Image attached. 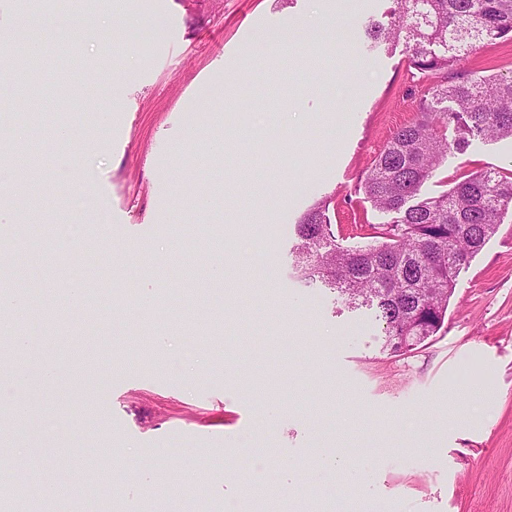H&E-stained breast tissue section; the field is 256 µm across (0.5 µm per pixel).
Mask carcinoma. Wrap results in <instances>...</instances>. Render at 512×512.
<instances>
[{
    "label": "carcinoma",
    "instance_id": "1",
    "mask_svg": "<svg viewBox=\"0 0 512 512\" xmlns=\"http://www.w3.org/2000/svg\"><path fill=\"white\" fill-rule=\"evenodd\" d=\"M388 21H371L368 38L404 42L408 66L435 78L421 118L401 127L361 182L365 199L384 221L370 225V241L345 246L336 239L329 203L301 216L294 246L296 270L306 285L337 291L365 304L383 324L385 348L412 350L444 325L457 273L496 234L512 211V175L482 170L451 189L419 197L448 152L472 141L512 138V76L458 74V52L481 40L512 39V0H394ZM42 157L26 155L21 183L32 186ZM79 491L68 480L54 497L36 499L32 512H55L58 500Z\"/></svg>",
    "mask_w": 512,
    "mask_h": 512
}]
</instances>
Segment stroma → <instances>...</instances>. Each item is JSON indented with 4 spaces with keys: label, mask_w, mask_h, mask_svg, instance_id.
Masks as SVG:
<instances>
[{
    "label": "stroma",
    "mask_w": 512,
    "mask_h": 512,
    "mask_svg": "<svg viewBox=\"0 0 512 512\" xmlns=\"http://www.w3.org/2000/svg\"><path fill=\"white\" fill-rule=\"evenodd\" d=\"M93 2L127 17L122 39L89 49L44 31L36 80L0 88L15 115L6 139L42 155L55 189L79 162L58 221L84 227L77 247L57 241L43 203L0 231L30 302L0 321L1 333L27 334L0 405L22 407L33 427L0 443V486L43 489L72 461L96 488L93 512H223L260 499L285 512H512V215L460 269L440 332L401 355L383 351L368 307L305 287L293 268L296 224L318 201L344 244L364 243L381 217L361 182L431 94L404 44L365 48L364 23L393 0ZM302 19L313 51L256 40ZM344 21L354 35L342 48L333 29ZM66 55L79 70L30 104ZM456 69L512 74V40L478 44ZM116 77L124 107L100 111ZM62 125L77 139L61 142ZM486 169L512 171L511 139L449 155L421 193ZM59 249L85 302L52 289L47 257ZM141 249L156 262L140 264ZM144 293L157 297L146 317L135 308ZM56 306L70 320L50 331L42 314ZM84 341L96 368L75 385L70 348ZM50 363L66 377L46 379ZM245 443L255 453L238 473ZM321 450L346 470H323ZM114 454L121 480L97 484ZM363 458L369 477L349 482Z\"/></svg>",
    "instance_id": "obj_1"
}]
</instances>
